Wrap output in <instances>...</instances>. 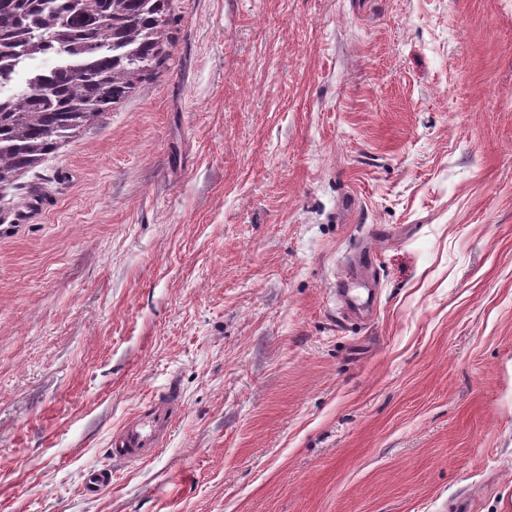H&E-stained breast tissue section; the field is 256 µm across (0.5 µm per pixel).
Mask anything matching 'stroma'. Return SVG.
Returning a JSON list of instances; mask_svg holds the SVG:
<instances>
[{
  "label": "stroma",
  "instance_id": "35a3bbf8",
  "mask_svg": "<svg viewBox=\"0 0 512 512\" xmlns=\"http://www.w3.org/2000/svg\"><path fill=\"white\" fill-rule=\"evenodd\" d=\"M168 36L0 191L43 194L0 225V512H512V0H172ZM182 411L177 394H157L113 434V453L127 462L143 461L163 447Z\"/></svg>",
  "mask_w": 512,
  "mask_h": 512
}]
</instances>
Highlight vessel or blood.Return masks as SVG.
Returning a JSON list of instances; mask_svg holds the SVG:
<instances>
[{
    "mask_svg": "<svg viewBox=\"0 0 512 512\" xmlns=\"http://www.w3.org/2000/svg\"><path fill=\"white\" fill-rule=\"evenodd\" d=\"M181 411L177 394L171 391L157 394L114 433L113 453L128 462L152 457L163 447Z\"/></svg>",
    "mask_w": 512,
    "mask_h": 512,
    "instance_id": "1",
    "label": "vessel or blood"
}]
</instances>
